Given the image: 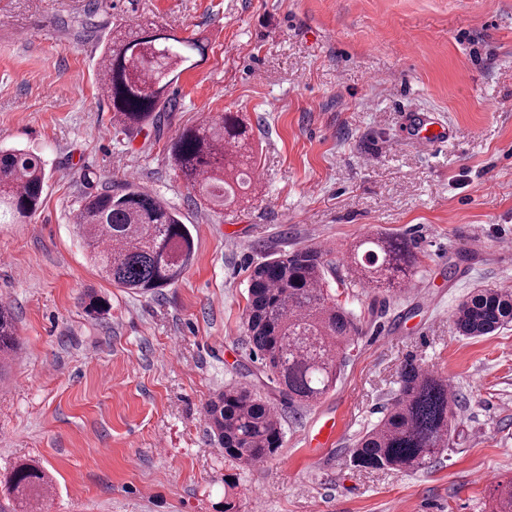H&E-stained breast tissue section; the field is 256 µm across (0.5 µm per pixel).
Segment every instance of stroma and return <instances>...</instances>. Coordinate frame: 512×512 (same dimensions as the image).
Instances as JSON below:
<instances>
[{"mask_svg":"<svg viewBox=\"0 0 512 512\" xmlns=\"http://www.w3.org/2000/svg\"><path fill=\"white\" fill-rule=\"evenodd\" d=\"M152 24L204 38L206 57L171 86L161 130L118 137L97 59L113 30ZM224 112L246 114L257 153L232 210L197 203L168 159L183 127ZM414 112L448 140L417 143ZM0 148L36 152L49 174L35 215L0 223V301L22 342L0 380V476L39 463L43 512H219L231 472L237 512H484L512 478V326H452L473 289H512V0H0ZM126 179L195 243L182 278L146 294L102 278L75 231L84 193ZM376 232L415 244L412 287L355 288L335 390L279 406L277 456L232 470L204 407L230 384L271 392L243 327L252 267ZM409 360L458 395L449 449L416 473L355 466Z\"/></svg>","mask_w":512,"mask_h":512,"instance_id":"stroma-1","label":"stroma"}]
</instances>
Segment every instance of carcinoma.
Listing matches in <instances>:
<instances>
[{
  "label": "carcinoma",
  "mask_w": 512,
  "mask_h": 512,
  "mask_svg": "<svg viewBox=\"0 0 512 512\" xmlns=\"http://www.w3.org/2000/svg\"><path fill=\"white\" fill-rule=\"evenodd\" d=\"M207 45L171 31L112 32L99 56L101 92L112 111L115 136L154 125L165 111L168 87L196 66ZM172 167L203 204L235 206L246 199L255 166L248 122L240 112L184 128L169 148ZM48 175L41 157L20 149L0 151V220H23L38 209ZM77 232L102 276L142 292L174 284L194 259V240L180 215L138 185L84 196ZM418 257L411 240L376 233L345 250L303 247L257 263L250 274L243 324L282 401L313 406L336 387L346 351L359 332L357 316L327 288H401ZM512 324V292L474 290L456 309L453 326L464 337L490 335ZM18 350L11 307L0 304V368ZM210 430L224 457L237 467L274 458L282 447L277 411L243 386H227L206 404ZM458 399L447 380L413 360L401 368L400 386L381 420L352 449L358 467L418 471L449 447ZM21 508L47 497L49 476L21 463L6 477ZM487 512H512V480L494 489Z\"/></svg>",
  "instance_id": "cac0c4a2"
}]
</instances>
